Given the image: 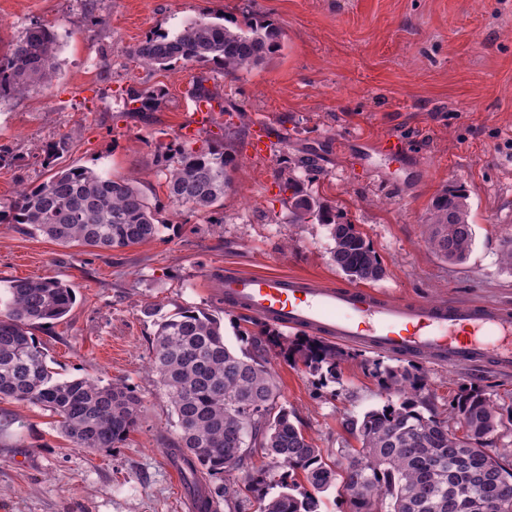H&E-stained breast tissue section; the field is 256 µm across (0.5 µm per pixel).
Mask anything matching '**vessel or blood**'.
Masks as SVG:
<instances>
[{"label": "vessel or blood", "mask_w": 512, "mask_h": 512, "mask_svg": "<svg viewBox=\"0 0 512 512\" xmlns=\"http://www.w3.org/2000/svg\"><path fill=\"white\" fill-rule=\"evenodd\" d=\"M210 112L206 101L196 100L182 135L209 126ZM219 286L225 308L270 325L398 357L512 368V311L492 302L394 299L371 287L283 272L228 271Z\"/></svg>", "instance_id": "b4317fda"}]
</instances>
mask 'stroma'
Masks as SVG:
<instances>
[{"label": "stroma", "mask_w": 512, "mask_h": 512, "mask_svg": "<svg viewBox=\"0 0 512 512\" xmlns=\"http://www.w3.org/2000/svg\"><path fill=\"white\" fill-rule=\"evenodd\" d=\"M204 13L273 23L282 46L266 66L235 77L212 64L156 70L130 57L146 36ZM34 24L57 31L60 51L49 83L0 103V147L12 155L0 164V209L52 168L83 166L143 189L168 226L150 242L102 252L0 224V302L12 281L30 277L74 291L71 311L35 331L58 378L121 380L142 401L120 448L95 453L73 447L49 412L0 400V512H187L184 480L169 461L171 404L149 368L156 326L143 308H205L240 352L250 348L248 324L218 299L213 271L279 270L348 285L329 227L288 221L280 174L297 156L314 155L313 190L376 251L384 275L375 289L512 306V266L502 260L512 242V0H0V55ZM202 78L220 87L242 129L233 186L207 213L172 206L157 163ZM131 88L156 90L158 110L137 112ZM258 122L281 138L265 157L248 145ZM65 135L71 148L45 165L46 145ZM390 138L400 140L403 163L379 151ZM447 185L463 189L471 207L474 241L460 262L432 248L425 222ZM268 367L321 448L341 447L344 418L394 398L358 358L327 380L276 350ZM415 367L438 410L461 387L478 386L512 412V372Z\"/></svg>", "instance_id": "stroma-1"}]
</instances>
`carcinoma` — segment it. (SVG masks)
<instances>
[{
	"instance_id": "cac0c4a2",
	"label": "carcinoma",
	"mask_w": 512,
	"mask_h": 512,
	"mask_svg": "<svg viewBox=\"0 0 512 512\" xmlns=\"http://www.w3.org/2000/svg\"><path fill=\"white\" fill-rule=\"evenodd\" d=\"M282 37L267 22L247 18L232 28L222 17L202 14L171 37H147L130 56L148 68L213 63L225 75L236 76L266 64L281 48ZM59 47L55 30L43 24L30 27L0 56V101L47 82ZM130 95L140 102L138 111H155L157 91L132 90ZM238 139L229 123L224 143L216 148L165 146L176 150L175 164L165 172L170 201L207 212L223 199L231 186ZM299 172L312 181L319 176L315 160L301 156L282 178L288 223L315 220L330 226L336 266L359 283L380 279L381 262L362 233L342 221L318 192L304 187ZM9 223L64 246L99 251L142 244L167 227L139 187L80 166L60 167L48 180L22 187ZM426 223L436 252L450 261L465 258L473 223L463 190L443 187ZM9 294L0 309V399L50 412L76 448L102 452L118 447L138 424L141 399L122 382L55 377L34 337L41 324L70 312L72 289L37 277L12 282ZM143 313L156 318L150 367L172 406L177 441L170 455L183 463L184 476L195 485L201 475L227 476L224 501L237 497L233 473L244 471L259 512H320L319 494L332 487L348 512H487L489 496L495 512H512V468L504 463L508 454L493 456L486 450L506 421L484 390L461 389L442 416L419 395L423 383L411 368L375 364L383 388L398 399L343 422L360 447L344 452L345 462L339 463L291 419L267 356L278 346L310 374L334 379L343 351L316 337L290 339L260 328L249 333L251 351L239 354L225 343L220 319L199 307L163 313L148 305ZM256 455L268 465L253 472L249 464Z\"/></svg>"
}]
</instances>
